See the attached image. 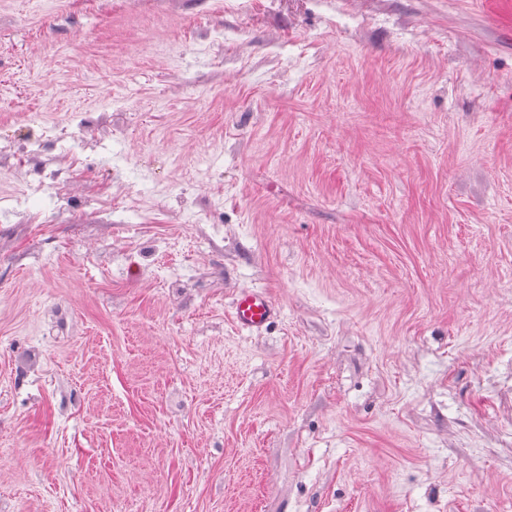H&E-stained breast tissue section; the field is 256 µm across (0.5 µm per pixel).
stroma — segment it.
Masks as SVG:
<instances>
[{"mask_svg": "<svg viewBox=\"0 0 512 512\" xmlns=\"http://www.w3.org/2000/svg\"><path fill=\"white\" fill-rule=\"evenodd\" d=\"M0 512H512V0H0ZM233 309L235 321L249 331L263 330L275 313L274 305L267 294L257 290L239 292Z\"/></svg>", "mask_w": 512, "mask_h": 512, "instance_id": "obj_1", "label": "stroma"}]
</instances>
